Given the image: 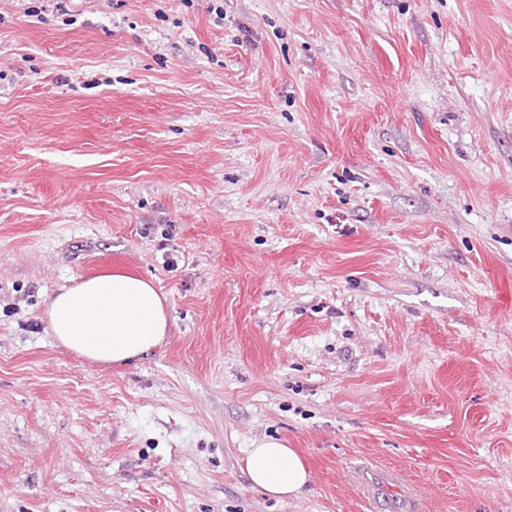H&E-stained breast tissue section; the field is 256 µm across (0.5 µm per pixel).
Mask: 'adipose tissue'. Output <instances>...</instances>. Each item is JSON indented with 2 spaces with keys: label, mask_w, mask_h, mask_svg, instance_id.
<instances>
[{
  "label": "adipose tissue",
  "mask_w": 512,
  "mask_h": 512,
  "mask_svg": "<svg viewBox=\"0 0 512 512\" xmlns=\"http://www.w3.org/2000/svg\"><path fill=\"white\" fill-rule=\"evenodd\" d=\"M47 317L58 344L101 364L140 358L161 345L169 325L152 280L117 271L59 288ZM245 468L255 488L278 499L299 494L310 480L300 457L275 440L249 449Z\"/></svg>",
  "instance_id": "obj_1"
}]
</instances>
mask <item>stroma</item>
I'll list each match as a JSON object with an SVG mask.
<instances>
[{"label": "stroma", "mask_w": 512, "mask_h": 512, "mask_svg": "<svg viewBox=\"0 0 512 512\" xmlns=\"http://www.w3.org/2000/svg\"><path fill=\"white\" fill-rule=\"evenodd\" d=\"M109 271L169 314L127 364L46 316ZM373 470L512 512V0H0V512H390ZM245 468L255 488L277 499L299 494L310 480L300 457L276 440L249 448Z\"/></svg>", "instance_id": "1"}]
</instances>
